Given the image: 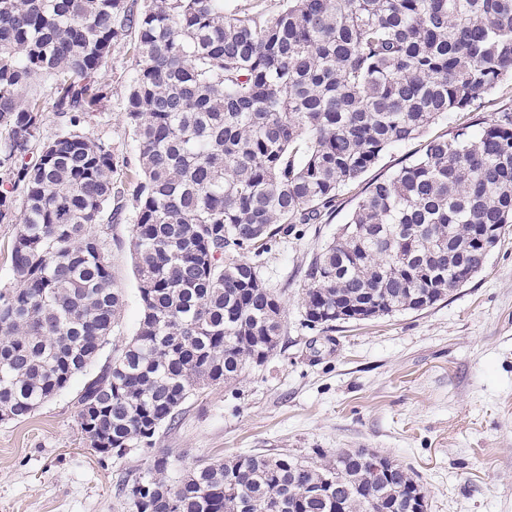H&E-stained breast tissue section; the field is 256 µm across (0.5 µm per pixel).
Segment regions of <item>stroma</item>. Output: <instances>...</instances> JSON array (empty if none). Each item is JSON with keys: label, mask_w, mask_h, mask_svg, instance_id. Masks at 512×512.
<instances>
[{"label": "stroma", "mask_w": 512, "mask_h": 512, "mask_svg": "<svg viewBox=\"0 0 512 512\" xmlns=\"http://www.w3.org/2000/svg\"><path fill=\"white\" fill-rule=\"evenodd\" d=\"M134 65L120 46L100 68L101 120L89 128L110 145L121 174L139 167L126 118ZM511 114L507 80L425 137L388 148L359 183L342 190L322 223L297 225L263 254L260 274L284 309L280 345L238 381L191 396L179 423L160 431L157 445L170 449L174 472L250 452L371 448L418 474L428 512H512V232L481 272L428 309L325 332L305 326L301 307L308 264L370 183L417 158L429 139L462 126L476 133ZM130 240V224L108 232L125 308L105 358L140 320ZM80 388L73 382L29 418L0 422V512H129L116 482L144 471L152 453L136 449L118 459L88 450L77 417Z\"/></svg>", "instance_id": "stroma-1"}]
</instances>
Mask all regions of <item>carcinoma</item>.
Returning a JSON list of instances; mask_svg holds the SVG:
<instances>
[{"label": "carcinoma", "instance_id": "obj_1", "mask_svg": "<svg viewBox=\"0 0 512 512\" xmlns=\"http://www.w3.org/2000/svg\"><path fill=\"white\" fill-rule=\"evenodd\" d=\"M133 45L126 116L139 170L85 131L98 71ZM512 79V0H0V223L17 225L0 287V421L83 375L95 453L153 450L117 486L131 512H411L414 471L367 448L254 453L172 476L158 448L197 390L275 353L283 309L256 258L318 224L389 147ZM50 83L67 129L43 140ZM132 221L138 328L87 375L125 306L107 231ZM512 227V116L427 142L372 182L309 263L304 322L419 311L479 273Z\"/></svg>", "mask_w": 512, "mask_h": 512}]
</instances>
